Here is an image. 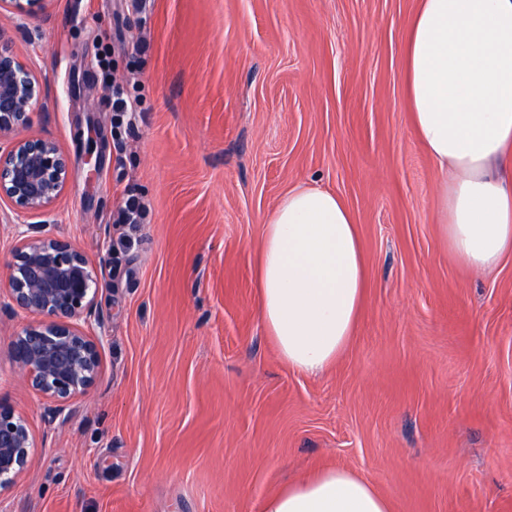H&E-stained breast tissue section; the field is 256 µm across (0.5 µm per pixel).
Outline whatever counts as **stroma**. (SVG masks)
Returning a JSON list of instances; mask_svg holds the SVG:
<instances>
[{
  "label": "stroma",
  "instance_id": "1",
  "mask_svg": "<svg viewBox=\"0 0 512 512\" xmlns=\"http://www.w3.org/2000/svg\"><path fill=\"white\" fill-rule=\"evenodd\" d=\"M419 0H44L0 14L38 77L25 132L71 165L50 211L0 201V295L20 224L47 225L98 276L100 374L61 415L27 382L0 306V405L35 446L0 512H262L319 469L393 512H512V255L474 273L437 224L403 38ZM139 106L112 125V95ZM96 144L97 176L86 164ZM340 197L367 291L317 375L259 316L263 225L288 190ZM146 223L117 224L127 190Z\"/></svg>",
  "mask_w": 512,
  "mask_h": 512
}]
</instances>
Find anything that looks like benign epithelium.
<instances>
[{"mask_svg":"<svg viewBox=\"0 0 512 512\" xmlns=\"http://www.w3.org/2000/svg\"><path fill=\"white\" fill-rule=\"evenodd\" d=\"M44 0H0V9L36 13ZM41 99L37 78L11 49L0 46V199L22 213L50 210L66 188L69 158L56 142L15 136ZM13 305L40 317L11 338L14 361L27 381L61 414L95 384L100 368L96 342L82 329L96 310L98 284L85 256L70 242L42 235V225L19 231L9 266ZM34 438L25 418L0 406V492L11 489L27 467Z\"/></svg>","mask_w":512,"mask_h":512,"instance_id":"1","label":"benign epithelium"}]
</instances>
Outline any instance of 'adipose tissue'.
<instances>
[{
    "label": "adipose tissue",
    "mask_w": 512,
    "mask_h": 512,
    "mask_svg": "<svg viewBox=\"0 0 512 512\" xmlns=\"http://www.w3.org/2000/svg\"><path fill=\"white\" fill-rule=\"evenodd\" d=\"M413 128L442 174L438 223L465 267L512 253V188L492 175L512 160V0H419L404 37ZM256 286L280 357L316 375L349 343L366 264L353 216L334 193L296 188L264 224ZM263 512H393L367 480L328 468L266 499Z\"/></svg>",
    "instance_id": "obj_1"
}]
</instances>
